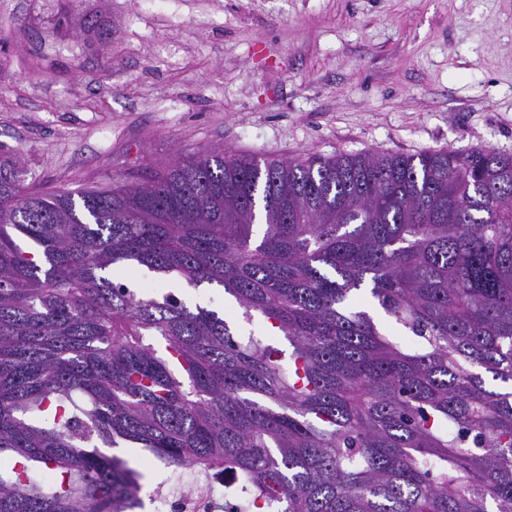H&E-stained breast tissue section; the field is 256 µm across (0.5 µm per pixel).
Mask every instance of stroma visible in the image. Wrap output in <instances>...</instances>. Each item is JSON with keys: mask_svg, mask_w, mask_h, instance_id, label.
I'll list each match as a JSON object with an SVG mask.
<instances>
[{"mask_svg": "<svg viewBox=\"0 0 512 512\" xmlns=\"http://www.w3.org/2000/svg\"><path fill=\"white\" fill-rule=\"evenodd\" d=\"M0 143L73 192L213 148L512 153V0H0ZM116 454L154 512L171 471Z\"/></svg>", "mask_w": 512, "mask_h": 512, "instance_id": "stroma-1", "label": "stroma"}]
</instances>
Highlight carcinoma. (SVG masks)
I'll list each match as a JSON object with an SVG mask.
<instances>
[{
    "mask_svg": "<svg viewBox=\"0 0 512 512\" xmlns=\"http://www.w3.org/2000/svg\"><path fill=\"white\" fill-rule=\"evenodd\" d=\"M223 289L248 322L137 292ZM369 295L419 339L386 335ZM512 155L194 152L36 190L0 158V512H130L140 448L250 512H512ZM167 277L164 280H159L154 273L146 269H135L132 273L131 280L135 281L144 292H154L155 295L165 294L167 292L175 293L186 305L194 307L195 304L207 306L216 310H223L226 317L235 320L236 324L240 327L243 336H248L252 331L255 336H268V333L262 330L261 319L255 318L252 323L248 324L238 319V307L233 302L225 300L224 292L221 288L216 286H209V288H191V291L181 292L180 294L174 288L178 283Z\"/></svg>",
    "mask_w": 512,
    "mask_h": 512,
    "instance_id": "1",
    "label": "carcinoma"
}]
</instances>
